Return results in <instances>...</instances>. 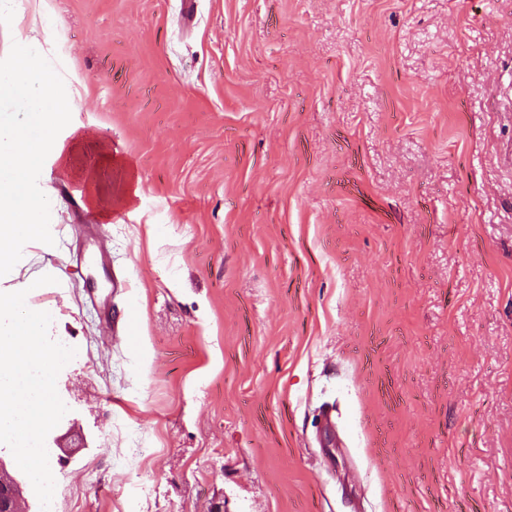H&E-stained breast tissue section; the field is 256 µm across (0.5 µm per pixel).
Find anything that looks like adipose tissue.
<instances>
[{"mask_svg": "<svg viewBox=\"0 0 512 512\" xmlns=\"http://www.w3.org/2000/svg\"><path fill=\"white\" fill-rule=\"evenodd\" d=\"M16 25V50L0 68V434L16 446L17 461L38 484L48 483L38 438L55 421L52 395L58 373L72 353L47 347L43 338L54 320L51 309L29 302L41 280H17L35 248L51 241L56 197L44 182L49 165L68 176L67 147L58 130L79 111L88 88L42 63L29 36Z\"/></svg>", "mask_w": 512, "mask_h": 512, "instance_id": "obj_1", "label": "adipose tissue"}]
</instances>
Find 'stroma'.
<instances>
[{"mask_svg":"<svg viewBox=\"0 0 512 512\" xmlns=\"http://www.w3.org/2000/svg\"><path fill=\"white\" fill-rule=\"evenodd\" d=\"M192 2L43 16L55 512H512V0Z\"/></svg>","mask_w":512,"mask_h":512,"instance_id":"obj_1","label":"stroma"}]
</instances>
